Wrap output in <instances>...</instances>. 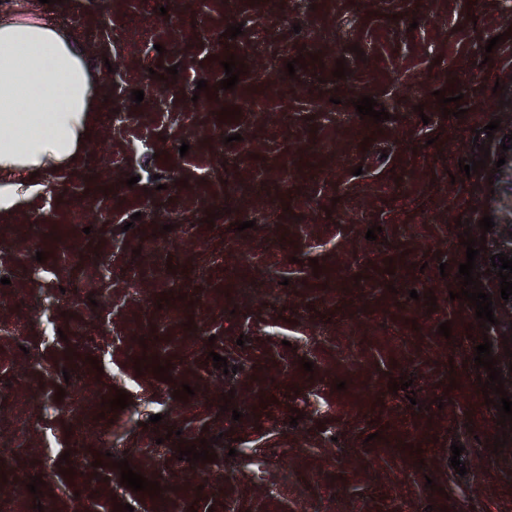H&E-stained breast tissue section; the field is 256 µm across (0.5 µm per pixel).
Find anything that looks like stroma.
Returning <instances> with one entry per match:
<instances>
[{
	"label": "stroma",
	"mask_w": 512,
	"mask_h": 512,
	"mask_svg": "<svg viewBox=\"0 0 512 512\" xmlns=\"http://www.w3.org/2000/svg\"><path fill=\"white\" fill-rule=\"evenodd\" d=\"M39 11L77 35L97 84L85 149L0 213V500L34 512L38 476L57 512H512V431L474 363L490 340L512 381V317L495 308L480 328L456 297L457 219L486 240L477 265L497 252L478 222L496 212L489 179L512 132V0H55ZM235 24L241 35L226 38ZM229 57L246 72L224 90ZM160 66L178 73L157 79ZM440 90L463 117L443 116ZM364 95L389 119L360 118ZM493 120L488 151L474 149ZM468 157L487 165L465 174ZM407 375L413 395L391 391ZM69 377L92 401L58 397ZM133 383L143 398L110 409ZM185 384L193 396L175 397ZM204 438L215 460L180 458L179 445ZM121 459L159 494L121 485Z\"/></svg>",
	"instance_id": "stroma-1"
}]
</instances>
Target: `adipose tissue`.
Returning <instances> with one entry per match:
<instances>
[{
	"mask_svg": "<svg viewBox=\"0 0 512 512\" xmlns=\"http://www.w3.org/2000/svg\"><path fill=\"white\" fill-rule=\"evenodd\" d=\"M95 87L81 42L27 0L0 17V212L23 207L29 175L67 166L89 141Z\"/></svg>",
	"mask_w": 512,
	"mask_h": 512,
	"instance_id": "adipose-tissue-1",
	"label": "adipose tissue"
}]
</instances>
